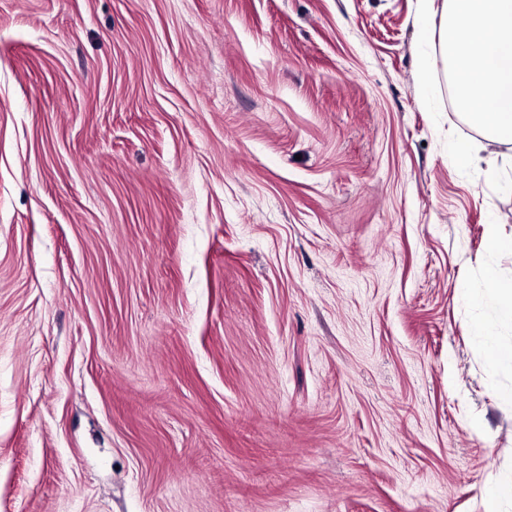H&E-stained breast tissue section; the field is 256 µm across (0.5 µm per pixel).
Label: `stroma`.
Masks as SVG:
<instances>
[{
  "mask_svg": "<svg viewBox=\"0 0 512 512\" xmlns=\"http://www.w3.org/2000/svg\"><path fill=\"white\" fill-rule=\"evenodd\" d=\"M420 0H0V512H486L512 254ZM433 61L423 92L418 70ZM486 289L493 301L497 317L512 323V279L504 280L489 272L486 277ZM474 328L477 335L482 338V346L488 364L496 369L512 370V344L499 343L495 337L494 328L480 317L476 318Z\"/></svg>",
  "mask_w": 512,
  "mask_h": 512,
  "instance_id": "obj_1",
  "label": "stroma"
}]
</instances>
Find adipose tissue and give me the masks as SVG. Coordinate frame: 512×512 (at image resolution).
I'll list each match as a JSON object with an SVG mask.
<instances>
[{
    "instance_id": "adipose-tissue-1",
    "label": "adipose tissue",
    "mask_w": 512,
    "mask_h": 512,
    "mask_svg": "<svg viewBox=\"0 0 512 512\" xmlns=\"http://www.w3.org/2000/svg\"><path fill=\"white\" fill-rule=\"evenodd\" d=\"M443 16L460 113L484 138L512 144V0H445Z\"/></svg>"
}]
</instances>
